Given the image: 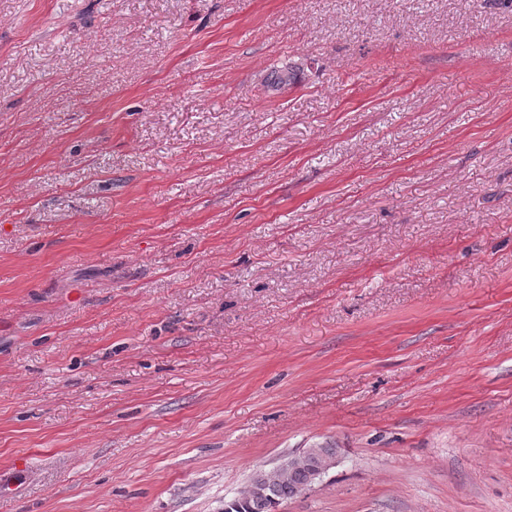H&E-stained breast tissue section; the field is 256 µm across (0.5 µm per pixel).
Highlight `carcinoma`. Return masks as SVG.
<instances>
[{"label": "carcinoma", "mask_w": 512, "mask_h": 512, "mask_svg": "<svg viewBox=\"0 0 512 512\" xmlns=\"http://www.w3.org/2000/svg\"><path fill=\"white\" fill-rule=\"evenodd\" d=\"M296 78L295 66L288 64L274 69L268 75V85L281 88L291 85ZM337 456V448L333 445H316L301 463L288 476L273 480L261 472L252 476L246 490L241 494L242 510L240 512H276L282 503L299 496L320 478L314 472L323 458Z\"/></svg>", "instance_id": "carcinoma-1"}]
</instances>
